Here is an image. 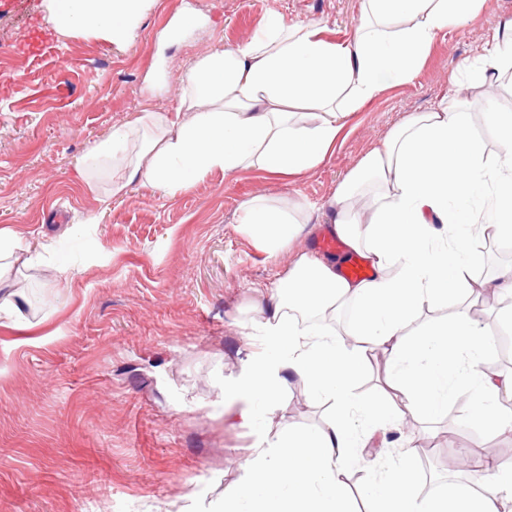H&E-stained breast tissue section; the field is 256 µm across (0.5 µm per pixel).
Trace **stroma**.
I'll return each instance as SVG.
<instances>
[{"instance_id":"stroma-1","label":"stroma","mask_w":512,"mask_h":512,"mask_svg":"<svg viewBox=\"0 0 512 512\" xmlns=\"http://www.w3.org/2000/svg\"><path fill=\"white\" fill-rule=\"evenodd\" d=\"M186 5L204 27L159 40ZM47 6L0 0V230L25 245L7 283L19 312L0 318V512L203 508L241 481L238 461L255 440L224 397L253 350L244 328L261 296L331 230L314 212L271 256L242 224V203L261 195L295 214L313 208L394 127L457 96L495 154L481 104L512 113V78L479 85L465 68L512 21V0H481L411 80L349 113L333 150L303 175L217 171L174 197L134 183L111 200L106 173L80 175L83 157L113 129L174 111L198 57L249 42L273 11L347 40L363 0H155L123 45L49 29L36 37L30 21ZM151 73L166 93L145 90ZM30 249L44 265L26 266ZM327 414L292 377L263 429H312ZM408 434L430 494L468 485L470 474L448 469L461 449L512 451V440L449 410ZM408 434L388 431L379 445L398 447Z\"/></svg>"}]
</instances>
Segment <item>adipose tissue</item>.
<instances>
[{"instance_id": "ef3b65f1", "label": "adipose tissue", "mask_w": 512, "mask_h": 512, "mask_svg": "<svg viewBox=\"0 0 512 512\" xmlns=\"http://www.w3.org/2000/svg\"><path fill=\"white\" fill-rule=\"evenodd\" d=\"M479 2L364 0L352 38L340 43L269 14L250 42L192 64L175 112H152L135 128L113 131L92 146L83 168L111 170L112 197L134 182L174 196L217 170L305 173L325 160L351 110L412 79L438 35L472 16ZM149 3L49 0L45 21L62 34L123 44ZM510 69L512 22L471 75L485 84ZM483 109L495 156L453 102L398 127L324 203L333 231L363 255L371 278L348 280L335 262L302 257L253 328L258 352L224 392L240 401L238 418L253 427L294 376L331 414L312 430L258 435L240 463L241 482L211 512H237L244 500L250 512H353L347 468L371 437L408 417L441 415L452 396L467 398L468 412L494 434L512 433V420L497 412L512 397V374L484 367L487 344L468 305L416 340L405 333L418 310L460 290L512 295L510 283L469 278L481 261L473 232L512 239V113L488 103ZM242 222L271 254L287 248L297 224L260 196L243 203ZM302 307L346 313L343 334L298 320ZM369 347L390 364L374 400L355 391ZM416 454L410 440L397 453L378 452L376 474L362 490L366 512H505L512 503L506 465L487 467L475 487L418 497Z\"/></svg>"}]
</instances>
